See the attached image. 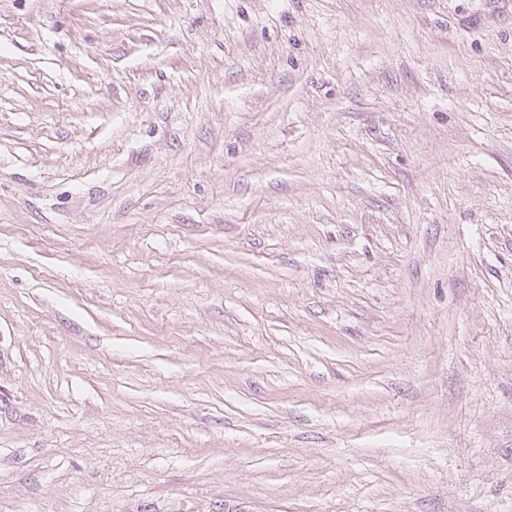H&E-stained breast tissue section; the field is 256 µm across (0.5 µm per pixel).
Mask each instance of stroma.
I'll use <instances>...</instances> for the list:
<instances>
[{
  "instance_id": "35a3bbf8",
  "label": "stroma",
  "mask_w": 512,
  "mask_h": 512,
  "mask_svg": "<svg viewBox=\"0 0 512 512\" xmlns=\"http://www.w3.org/2000/svg\"><path fill=\"white\" fill-rule=\"evenodd\" d=\"M0 512H512V0H0Z\"/></svg>"
}]
</instances>
